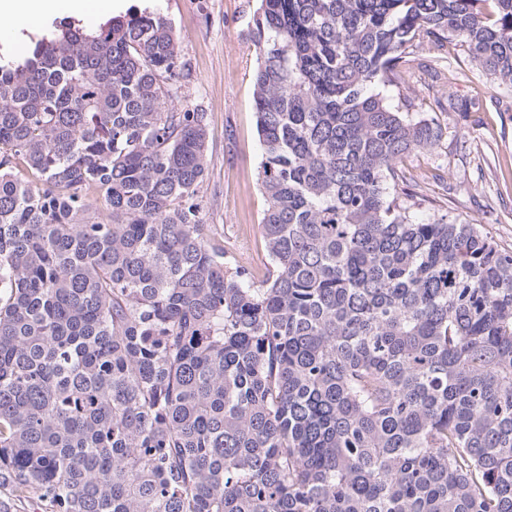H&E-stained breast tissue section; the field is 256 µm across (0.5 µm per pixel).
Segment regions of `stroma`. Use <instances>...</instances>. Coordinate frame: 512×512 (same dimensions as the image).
Here are the masks:
<instances>
[{
	"label": "stroma",
	"mask_w": 512,
	"mask_h": 512,
	"mask_svg": "<svg viewBox=\"0 0 512 512\" xmlns=\"http://www.w3.org/2000/svg\"><path fill=\"white\" fill-rule=\"evenodd\" d=\"M128 9L171 18L186 64L178 103L206 112L207 170L200 192L206 220L224 239L229 267L263 280L271 259L259 226L266 209L259 188L262 146L256 129L252 74L257 66L253 20L259 0H118ZM447 67L419 48L388 101L442 130L436 144L404 156L418 218L473 224L512 250V86L477 67L458 42L445 46Z\"/></svg>",
	"instance_id": "1"
}]
</instances>
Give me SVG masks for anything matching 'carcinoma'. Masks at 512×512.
<instances>
[{
  "instance_id": "cac0c4a2",
  "label": "carcinoma",
  "mask_w": 512,
  "mask_h": 512,
  "mask_svg": "<svg viewBox=\"0 0 512 512\" xmlns=\"http://www.w3.org/2000/svg\"><path fill=\"white\" fill-rule=\"evenodd\" d=\"M484 2L261 0L259 285L206 223L166 15L0 62V481L43 512H512V250L409 211L397 162L441 131L374 91L425 37L512 85Z\"/></svg>"
}]
</instances>
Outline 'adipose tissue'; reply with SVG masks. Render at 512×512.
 <instances>
[{
  "instance_id": "obj_1",
  "label": "adipose tissue",
  "mask_w": 512,
  "mask_h": 512,
  "mask_svg": "<svg viewBox=\"0 0 512 512\" xmlns=\"http://www.w3.org/2000/svg\"><path fill=\"white\" fill-rule=\"evenodd\" d=\"M107 7L106 0H0V35L39 27L65 13L89 16Z\"/></svg>"
}]
</instances>
